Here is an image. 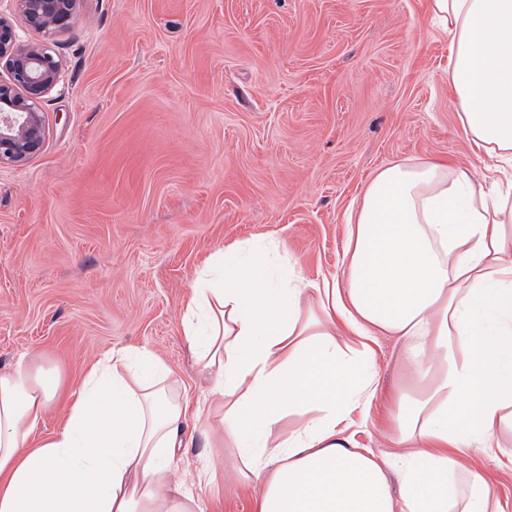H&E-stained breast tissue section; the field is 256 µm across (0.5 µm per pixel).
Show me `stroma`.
<instances>
[{"label": "stroma", "mask_w": 512, "mask_h": 512, "mask_svg": "<svg viewBox=\"0 0 512 512\" xmlns=\"http://www.w3.org/2000/svg\"><path fill=\"white\" fill-rule=\"evenodd\" d=\"M448 45L426 0H81L44 145L0 168V364L41 355L74 390L107 351L145 348L206 400L182 313L220 249L277 238L308 280L339 278L379 169L438 156L496 177L459 127ZM370 345L382 387H409L402 341ZM384 412L354 417L352 447L391 451ZM186 436L179 477L210 467L198 493L252 512L231 450L201 420ZM462 459L512 512V469Z\"/></svg>", "instance_id": "obj_1"}]
</instances>
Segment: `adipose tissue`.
<instances>
[{
    "label": "adipose tissue",
    "instance_id": "adipose-tissue-1",
    "mask_svg": "<svg viewBox=\"0 0 512 512\" xmlns=\"http://www.w3.org/2000/svg\"><path fill=\"white\" fill-rule=\"evenodd\" d=\"M450 38L448 83L462 133L512 164V0H428ZM342 285H318L276 239L225 248L183 312L200 373L222 411L216 433L254 512H504L463 448L512 436V173L488 192L447 161L379 170L348 224ZM404 342L414 391H382L369 349L341 331ZM64 391L40 356L0 367V512H208L174 476L200 417L147 349L108 351L36 432ZM390 408L396 452L352 448L343 425ZM297 416L296 426L281 422ZM399 488H392L388 469Z\"/></svg>",
    "mask_w": 512,
    "mask_h": 512
}]
</instances>
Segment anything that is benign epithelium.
<instances>
[{
	"mask_svg": "<svg viewBox=\"0 0 512 512\" xmlns=\"http://www.w3.org/2000/svg\"><path fill=\"white\" fill-rule=\"evenodd\" d=\"M38 41L20 36L13 21L0 13V165L22 166L42 149L46 129L45 97L64 81L54 38L74 24L79 0H9Z\"/></svg>",
	"mask_w": 512,
	"mask_h": 512,
	"instance_id": "obj_1",
	"label": "benign epithelium"
}]
</instances>
